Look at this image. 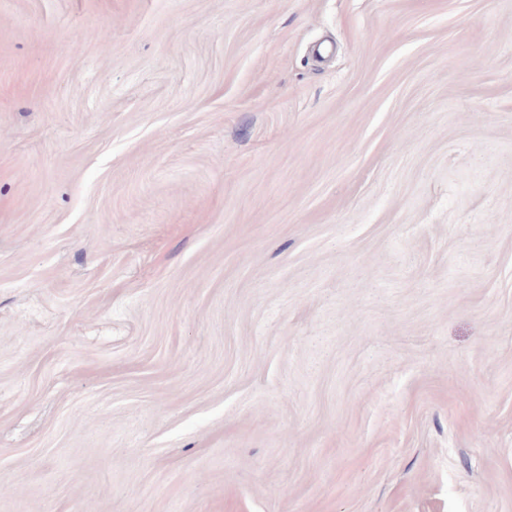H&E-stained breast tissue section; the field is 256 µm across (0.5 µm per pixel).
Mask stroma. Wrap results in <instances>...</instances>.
Segmentation results:
<instances>
[{"label": "stroma", "instance_id": "1", "mask_svg": "<svg viewBox=\"0 0 512 512\" xmlns=\"http://www.w3.org/2000/svg\"><path fill=\"white\" fill-rule=\"evenodd\" d=\"M0 512H512V0H0Z\"/></svg>", "mask_w": 512, "mask_h": 512}]
</instances>
